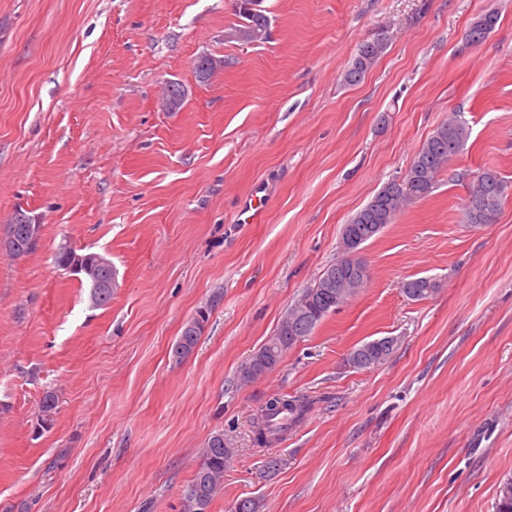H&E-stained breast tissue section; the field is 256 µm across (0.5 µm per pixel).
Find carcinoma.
<instances>
[{
  "label": "carcinoma",
  "instance_id": "1",
  "mask_svg": "<svg viewBox=\"0 0 512 512\" xmlns=\"http://www.w3.org/2000/svg\"><path fill=\"white\" fill-rule=\"evenodd\" d=\"M253 0H241L240 14L244 22L231 28L228 38L248 44L266 39L268 19L261 11H252ZM498 12L488 10L470 25L466 38L472 43L483 41L496 27ZM386 49V39L378 37L363 42L343 80L353 86L360 83ZM469 138V128L461 116L453 115L441 122L423 144L412 165L402 178L385 182L367 204L352 215L343 226L342 235H353L365 244L389 224L407 204L427 196L434 188L440 172L448 161L461 152ZM508 183L495 171L483 170L469 181L463 221L467 224H489L501 208ZM88 271L80 274L81 283L89 288V299L95 306H105L112 299L116 275L109 277L110 286L96 288L91 284L94 274L108 270L112 261L99 253L81 254ZM335 279L319 277L316 283L303 290L287 315L278 325L274 336L251 357L258 368L251 372L244 367L240 379L250 382L274 370L293 345L311 335L322 320L336 312L367 280V266L362 259L344 250L336 263L329 266ZM438 290L437 281L417 277L402 284L403 293L412 300H424ZM204 326L191 319L173 347L178 359L188 357L197 347ZM393 352L391 346H373L368 342L355 346L348 353L347 362L357 369H367L385 361ZM59 395L53 389L43 391L39 401L40 427L51 425L58 409ZM306 404L299 399L273 397L259 410L256 421L255 443L265 447L275 436L288 431V426L303 419ZM233 453L224 442V433L218 431L205 442L195 473L181 505V512H208L214 497L224 481V461Z\"/></svg>",
  "mask_w": 512,
  "mask_h": 512
}]
</instances>
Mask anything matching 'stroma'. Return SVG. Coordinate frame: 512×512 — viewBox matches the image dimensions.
Masks as SVG:
<instances>
[{
	"mask_svg": "<svg viewBox=\"0 0 512 512\" xmlns=\"http://www.w3.org/2000/svg\"><path fill=\"white\" fill-rule=\"evenodd\" d=\"M240 0H0V512H179L215 432L234 452L209 512H497L512 479V192L462 220L483 169L512 183V0H259L268 39H228ZM499 22L466 39L489 9ZM387 48L344 83L361 43ZM224 69L199 81L201 55ZM187 93L158 103L165 81ZM470 127L425 198L364 244V288L250 383L240 371L341 256L344 224L434 129ZM259 198L260 212L243 210ZM107 254L92 307L54 263ZM431 277L430 298L403 281ZM209 320L172 355L186 322ZM390 336V357L349 351ZM60 403L40 427L45 389ZM309 405L265 448L270 398ZM498 21L499 16L497 11H486L471 23L466 34L467 40L471 43L483 41L494 30ZM437 281L430 277H417L403 282V293L412 300H424L432 296L438 290ZM209 319V312L207 310V318H204L205 324L199 325L196 318L193 317L185 324V327L179 336L176 344L173 347V355L178 359L188 357L197 347L201 335L204 331L206 323ZM375 340L365 342L360 346L353 347L347 356L348 364L357 369H367L381 364L383 361L389 358L393 352V346L371 345L370 343Z\"/></svg>",
	"mask_w": 512,
	"mask_h": 512,
	"instance_id": "stroma-1",
	"label": "stroma"
}]
</instances>
